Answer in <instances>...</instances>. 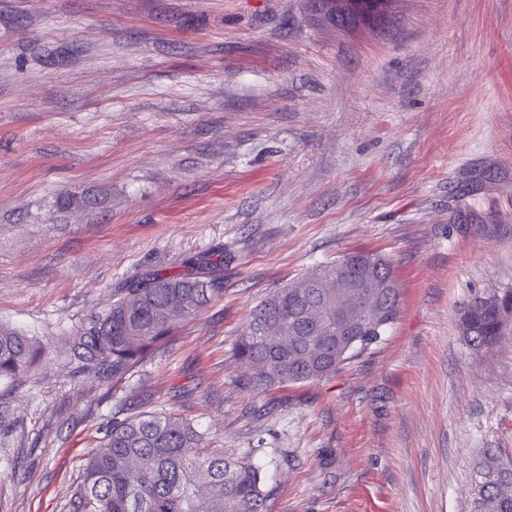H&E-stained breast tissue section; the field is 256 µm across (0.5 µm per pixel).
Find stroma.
I'll return each instance as SVG.
<instances>
[{
    "instance_id": "35a3bbf8",
    "label": "stroma",
    "mask_w": 512,
    "mask_h": 512,
    "mask_svg": "<svg viewBox=\"0 0 512 512\" xmlns=\"http://www.w3.org/2000/svg\"><path fill=\"white\" fill-rule=\"evenodd\" d=\"M224 252L221 292L122 380L69 338L123 281ZM394 261L400 313L335 377L267 390L256 307L345 253ZM512 288V0H0V512H62L112 421L177 415L259 466L267 512H475L512 453V335L458 323ZM460 330L475 350L496 345L502 336L512 333V288L473 297L465 308ZM42 351L34 339L0 330V379H11L33 366Z\"/></svg>"
}]
</instances>
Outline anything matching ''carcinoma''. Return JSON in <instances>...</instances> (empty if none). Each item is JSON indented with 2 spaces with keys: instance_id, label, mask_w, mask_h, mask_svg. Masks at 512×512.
Here are the masks:
<instances>
[{
  "instance_id": "carcinoma-1",
  "label": "carcinoma",
  "mask_w": 512,
  "mask_h": 512,
  "mask_svg": "<svg viewBox=\"0 0 512 512\" xmlns=\"http://www.w3.org/2000/svg\"><path fill=\"white\" fill-rule=\"evenodd\" d=\"M278 289L255 310L237 357L255 371L249 384L271 388L336 374L356 351L381 339L396 320L399 298L391 259L356 252ZM181 273L157 271L115 289L112 305L70 339L74 355L121 379L188 317L220 292L221 264L191 258ZM366 279L369 287L343 288ZM344 295L356 335L336 330V294ZM475 350L512 331V288L473 297L460 323ZM42 351L34 339L0 330V379L33 366ZM260 469L247 458L228 459L204 433L166 413H142L112 422L99 448L81 466L63 512H265ZM477 512H512V457L488 453L475 486Z\"/></svg>"
}]
</instances>
